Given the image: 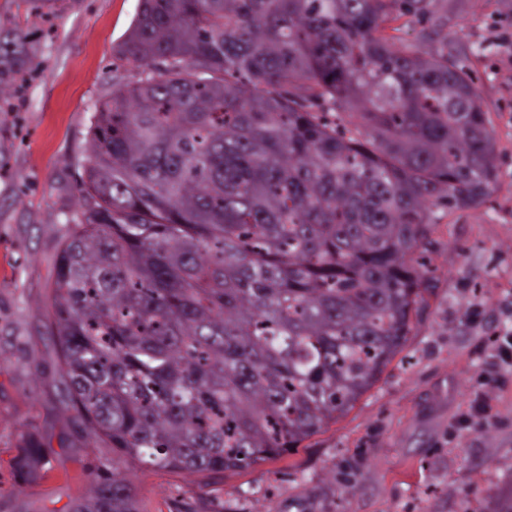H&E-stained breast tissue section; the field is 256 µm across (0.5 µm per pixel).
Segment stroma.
<instances>
[{
    "label": "stroma",
    "instance_id": "1",
    "mask_svg": "<svg viewBox=\"0 0 512 512\" xmlns=\"http://www.w3.org/2000/svg\"><path fill=\"white\" fill-rule=\"evenodd\" d=\"M140 0H0L33 70L0 112V512H69L108 448L67 446L44 326L59 243L78 209L97 100L135 82L119 47ZM448 44L475 79L497 149L498 178L476 207L443 215L415 252L425 302L376 384L336 424L280 458L225 475L144 469L141 512H490L512 476V368L493 369L512 335V0H433ZM495 369V368H494ZM35 435L51 468L21 477Z\"/></svg>",
    "mask_w": 512,
    "mask_h": 512
}]
</instances>
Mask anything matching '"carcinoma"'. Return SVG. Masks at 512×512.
I'll return each mask as SVG.
<instances>
[{
	"instance_id": "obj_1",
	"label": "carcinoma",
	"mask_w": 512,
	"mask_h": 512,
	"mask_svg": "<svg viewBox=\"0 0 512 512\" xmlns=\"http://www.w3.org/2000/svg\"><path fill=\"white\" fill-rule=\"evenodd\" d=\"M405 15L433 52L385 34ZM442 27L430 0H141L49 285L62 403L116 456L71 512H139L143 468L282 457L378 381L438 211L497 177ZM30 64L0 20V101ZM49 464L25 439L17 466Z\"/></svg>"
}]
</instances>
